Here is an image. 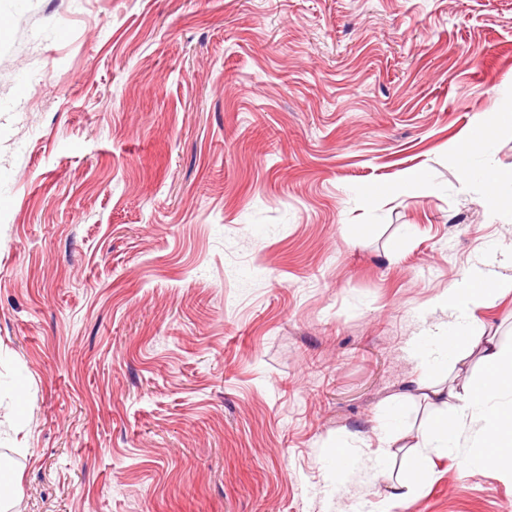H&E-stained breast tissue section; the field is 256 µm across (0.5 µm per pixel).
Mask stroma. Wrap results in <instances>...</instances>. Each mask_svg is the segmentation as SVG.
I'll use <instances>...</instances> for the list:
<instances>
[{
	"instance_id": "35a3bbf8",
	"label": "stroma",
	"mask_w": 512,
	"mask_h": 512,
	"mask_svg": "<svg viewBox=\"0 0 512 512\" xmlns=\"http://www.w3.org/2000/svg\"><path fill=\"white\" fill-rule=\"evenodd\" d=\"M504 112L512 0H0L10 512H512L471 420L392 495L418 377L482 371L414 348L512 254L456 164L485 126L512 170ZM473 318L512 345V292ZM427 176L420 169L407 171L395 188L398 196H413L427 188Z\"/></svg>"
}]
</instances>
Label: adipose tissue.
Wrapping results in <instances>:
<instances>
[{"label":"adipose tissue","mask_w":512,"mask_h":512,"mask_svg":"<svg viewBox=\"0 0 512 512\" xmlns=\"http://www.w3.org/2000/svg\"><path fill=\"white\" fill-rule=\"evenodd\" d=\"M511 279L482 265L471 268L443 289L434 298L433 306L446 311L449 319L438 332L420 337L419 351L432 347L443 360L464 361L476 339L474 307L488 297L503 293ZM482 364L480 378L462 389L423 387V398L444 409L443 414L430 420L423 436L424 445L438 450L447 448L457 432L459 417L471 415L482 422V462L512 466V401L505 405L499 402L505 395L512 398V347L488 344ZM451 410L456 411V418H448Z\"/></svg>","instance_id":"ef3b65f1"}]
</instances>
